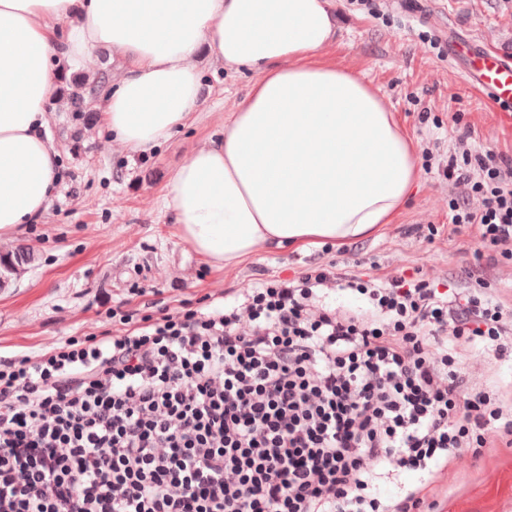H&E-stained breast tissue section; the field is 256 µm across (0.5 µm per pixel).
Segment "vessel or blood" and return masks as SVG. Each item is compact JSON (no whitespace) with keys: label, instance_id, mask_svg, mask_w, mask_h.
<instances>
[{"label":"vessel or blood","instance_id":"b4317fda","mask_svg":"<svg viewBox=\"0 0 512 512\" xmlns=\"http://www.w3.org/2000/svg\"><path fill=\"white\" fill-rule=\"evenodd\" d=\"M457 52L463 57L462 77L485 96L504 122L512 125V56L468 45L458 47Z\"/></svg>","mask_w":512,"mask_h":512}]
</instances>
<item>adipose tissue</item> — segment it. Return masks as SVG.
Segmentation results:
<instances>
[{
	"instance_id": "1",
	"label": "adipose tissue",
	"mask_w": 512,
	"mask_h": 512,
	"mask_svg": "<svg viewBox=\"0 0 512 512\" xmlns=\"http://www.w3.org/2000/svg\"><path fill=\"white\" fill-rule=\"evenodd\" d=\"M337 27L334 0H0V240L45 217L59 179L46 134L59 68L101 48L126 63L101 119L133 153L187 123L200 54L253 73L163 196L211 267L394 223L419 180L414 141L362 75L317 58Z\"/></svg>"
}]
</instances>
